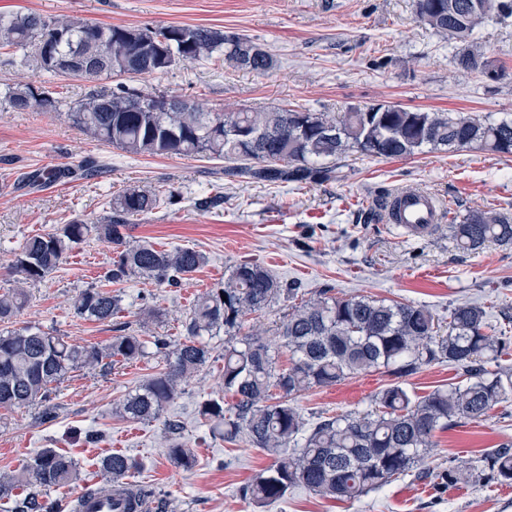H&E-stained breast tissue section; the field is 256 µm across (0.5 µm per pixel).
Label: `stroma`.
Segmentation results:
<instances>
[{
    "mask_svg": "<svg viewBox=\"0 0 512 512\" xmlns=\"http://www.w3.org/2000/svg\"><path fill=\"white\" fill-rule=\"evenodd\" d=\"M36 12L103 25L208 26L250 36L277 65L257 74L224 62L185 63L165 74L127 79L146 93L175 96L211 112L241 108L303 107L340 113L349 107L395 104L428 112H472L500 120L512 117V17H492L474 33L499 67L497 80L457 70L459 44L415 16L413 0H7L0 14ZM30 84L53 89L75 102L90 91L110 89L112 79L53 77L14 60L0 49V293L12 288L11 264L24 238L74 218L98 222L108 202L128 188L162 198L152 212L135 217L126 234L159 248L189 247L208 262L190 280L170 287L151 281L119 285L120 321L143 337L184 338L192 302L218 287L225 272L257 262L302 294L322 288L333 295H365L427 306L447 318L453 306L484 307L488 321H512V244L492 243L478 252L460 250L447 225L424 238L401 231L368 212L392 190H425L454 220L482 209L512 217V156L463 148L378 159L351 152L337 163L338 177L323 184L252 183L224 174V161L179 155L130 157L72 126L57 114L14 112L3 102L10 87ZM104 161L96 175L60 178L36 188L14 181L33 170L49 171L82 160ZM220 204H211L214 195ZM114 253L97 235L71 251L53 274L30 286V302L15 327L51 328L84 345L111 341V324L74 314L71 303L98 284ZM212 356L181 386L159 419L139 423L118 418L113 409L129 391L164 367L150 353L113 364L110 372L83 369L59 387L54 420L38 409L0 410V473L19 470L33 452L55 448L71 455L84 484L102 478V460L119 451L141 464L135 479L154 488L164 512H512V485L432 486L408 476L355 502H336L305 490L257 508L242 488L271 463L246 442L227 443L212 435L198 410L201 402L224 395V338L211 339ZM379 371L316 387L294 404L305 418L322 413L363 412L376 392L393 383ZM180 424L194 449L196 465L174 467L166 455L168 422ZM512 445V402L477 422L459 421L436 432L426 459L432 470L456 459Z\"/></svg>",
    "mask_w": 512,
    "mask_h": 512,
    "instance_id": "stroma-1",
    "label": "stroma"
}]
</instances>
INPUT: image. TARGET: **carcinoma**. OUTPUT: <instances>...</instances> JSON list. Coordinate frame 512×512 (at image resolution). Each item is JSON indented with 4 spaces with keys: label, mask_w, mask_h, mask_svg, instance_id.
<instances>
[{
    "label": "carcinoma",
    "mask_w": 512,
    "mask_h": 512,
    "mask_svg": "<svg viewBox=\"0 0 512 512\" xmlns=\"http://www.w3.org/2000/svg\"><path fill=\"white\" fill-rule=\"evenodd\" d=\"M483 0H413L417 18L448 39L467 46L456 55L457 68L491 79L499 72L483 48L471 40L475 28L490 17ZM203 26H102L74 18L41 14H0V48L23 53V60L58 77L68 73L48 64L44 47L59 59L75 55L96 66L87 78H133L162 74L181 63L222 59L238 70L268 72L273 56L249 37ZM5 103L14 112H64L74 126L133 155H182L223 158L233 162L227 175L268 184H323L336 178V161L354 151L380 159L418 152L478 148L512 155V120L490 122L468 112H422L399 105L350 107L339 116L301 108L243 109L209 112L177 97L142 93L121 84L93 91L67 103L49 90L12 87ZM98 167L88 160L59 168L50 176L82 179ZM150 190L127 189L110 200L104 224L75 219L25 239L16 254L15 287L0 294V323L11 321L28 300L26 287L60 268L68 252L93 231L117 253L104 276L107 285L146 279L176 286L202 267V252L187 247L158 249L147 241L130 242L131 218L159 205ZM457 248L475 251L489 243L512 242V223L477 210L448 225ZM299 288L274 277L263 265L244 262L230 268L224 285L194 301L183 322L184 340L169 351L163 338L153 340L165 351L164 371L147 379L116 408L120 417L158 419L181 384L211 358L204 335L224 330V392L234 402L207 399L200 415L224 441L246 440L270 456L243 494L264 507L303 488L322 498L355 501L410 474L447 483L512 482V446L502 445L433 475L422 460L436 431L462 419L477 421L512 401V367L504 362L509 336L488 333L486 311L473 303L454 306L448 332L441 335L432 311L422 305L368 296L337 298L324 288L291 306L276 328L291 362L279 369L275 349L258 331L239 335L244 319L282 298L296 299ZM84 319L109 322L122 310V297L110 289L86 288L72 302ZM121 334L105 345L69 343L52 329L20 327L0 332V409H41L40 419L55 418L54 395L71 373L84 368L107 370L116 362L145 356L148 341L119 327ZM446 363L462 371L464 381L416 396L395 382L378 391L373 408L363 413L320 416L309 422L292 403L313 387L385 370L398 378L430 364ZM493 363L489 369L486 364ZM168 445L170 462L190 469L193 451L175 437ZM112 482V502L123 512L148 506L154 492L128 481L140 463L124 454L101 464ZM78 478L76 461L54 448L29 456L14 473H0V501L10 512H58L51 493Z\"/></svg>",
    "instance_id": "cac0c4a2"
}]
</instances>
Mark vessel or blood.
<instances>
[{"label":"vessel or blood","mask_w":512,"mask_h":512,"mask_svg":"<svg viewBox=\"0 0 512 512\" xmlns=\"http://www.w3.org/2000/svg\"><path fill=\"white\" fill-rule=\"evenodd\" d=\"M444 218V207L429 193L422 191L393 194L385 210L386 223L398 225L406 233L417 237L431 233Z\"/></svg>","instance_id":"1"}]
</instances>
